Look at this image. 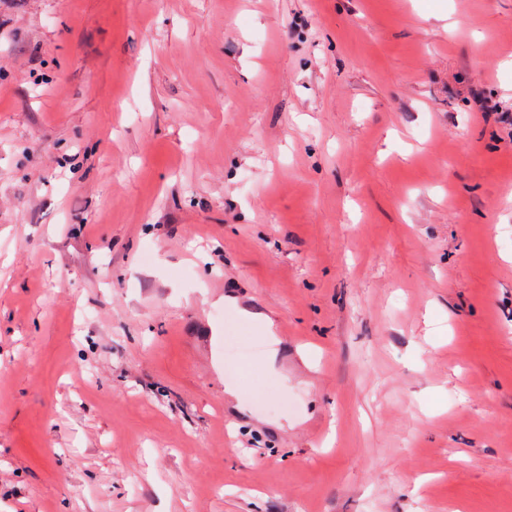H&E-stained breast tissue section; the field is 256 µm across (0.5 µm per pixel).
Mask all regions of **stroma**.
Returning a JSON list of instances; mask_svg holds the SVG:
<instances>
[{"label":"stroma","instance_id":"stroma-1","mask_svg":"<svg viewBox=\"0 0 512 512\" xmlns=\"http://www.w3.org/2000/svg\"><path fill=\"white\" fill-rule=\"evenodd\" d=\"M512 0H0V512H512Z\"/></svg>","mask_w":512,"mask_h":512}]
</instances>
